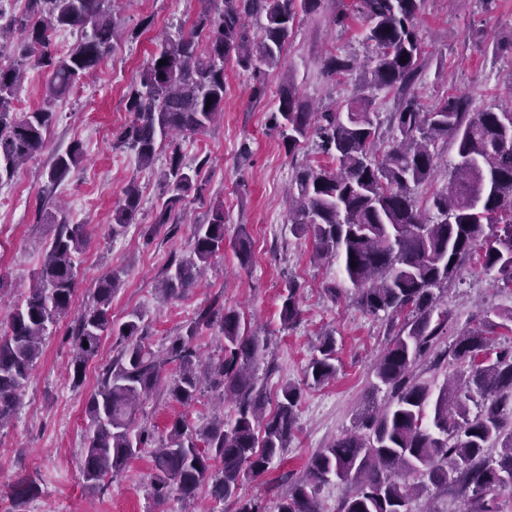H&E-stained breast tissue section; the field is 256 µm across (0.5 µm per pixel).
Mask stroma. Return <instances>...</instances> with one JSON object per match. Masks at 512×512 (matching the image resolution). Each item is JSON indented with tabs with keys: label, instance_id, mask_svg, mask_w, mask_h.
<instances>
[{
	"label": "stroma",
	"instance_id": "35a3bbf8",
	"mask_svg": "<svg viewBox=\"0 0 512 512\" xmlns=\"http://www.w3.org/2000/svg\"><path fill=\"white\" fill-rule=\"evenodd\" d=\"M353 4L323 0L317 11L298 13L281 65L269 70L263 94H255L248 72L235 61L226 62L222 116L181 141L184 162L198 169L203 190L190 192L173 223L153 238L142 230L154 222L164 198L159 170L167 152L159 150L154 168L143 169L132 152L115 142L131 119L127 93L139 84L157 35L190 28L195 20L185 0H124L121 13L128 24L147 18L149 29L138 39L119 40L99 73L56 103L58 119L47 133L45 149L0 186V329L27 295L58 224L67 223L85 225L88 238L78 260L75 308H83L97 281L114 270L123 284L112 297V320L119 325L133 312L144 313L153 350L185 334L209 307L238 312L249 333L268 337V365L258 372L267 397L275 398L288 381L302 386L303 397L298 430L288 448L263 476L243 484L242 495L256 498L263 512H277L289 484L302 477L311 457L352 429L356 411L373 397L372 369L394 334L384 316L365 313L349 296L332 299L330 287L342 282L338 263L312 260L310 239L292 233L289 183L299 168L329 167L333 160L311 138L288 152L273 119L288 73L303 101L338 108L350 97L352 76L327 77L323 63L335 54L369 59L366 23ZM338 11L349 15L345 26L332 22ZM418 21L426 67L412 91L420 103L429 106L454 94L475 109L512 105V51L501 46L503 35L512 33V0H493L489 6L481 0H423ZM75 142L83 147L82 163L53 193H45L56 154ZM132 181L140 186V209L135 224L115 238L112 213ZM219 201L224 204L223 251L192 288L161 299L158 281L187 254L195 225L207 223ZM242 233L253 249V261L245 268L233 250ZM291 279L300 286L302 318L286 329L280 320L281 294ZM439 304L448 311V326L438 341L444 350L483 314L512 309V292L497 288L491 274L467 259ZM70 326L65 320L51 327L21 391L17 417L0 427V512H180L176 500L158 505L149 497L152 458L147 448L105 490L86 493L79 460L90 431L87 403L118 346L116 337L103 339L81 383H73L66 371ZM326 332L336 338V376L309 388L305 370L316 337ZM217 408V393L209 388L188 406L160 390L145 401L136 424L161 435L176 417L200 426ZM24 478L34 481L38 491L19 502L12 491Z\"/></svg>",
	"mask_w": 512,
	"mask_h": 512
}]
</instances>
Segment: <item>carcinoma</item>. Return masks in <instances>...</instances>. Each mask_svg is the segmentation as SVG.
Returning <instances> with one entry per match:
<instances>
[{
	"instance_id": "cac0c4a2",
	"label": "carcinoma",
	"mask_w": 512,
	"mask_h": 512,
	"mask_svg": "<svg viewBox=\"0 0 512 512\" xmlns=\"http://www.w3.org/2000/svg\"><path fill=\"white\" fill-rule=\"evenodd\" d=\"M321 2L206 0L190 30L156 43L128 97L132 120L120 138L142 168L153 166L157 140L168 141L171 148L161 175L167 198L156 226L169 223L196 185L198 170L183 164L178 139L206 129L223 112L224 62L234 58L262 90L266 70L280 65L297 11L314 12ZM421 2L358 0L357 12L367 22L365 41L374 55L346 111L311 110L289 77L279 91L274 119L288 152L312 134L323 152L336 159L333 168L296 172L289 189L295 204L288 223L295 232L311 236L313 259L334 257L340 262L354 304L400 322V328L374 369V388L385 391L384 405L361 410V433L342 436L316 452L277 512H319L320 491L333 479L353 484L338 512H411L414 496L448 485L469 494L467 512H500L489 493L512 483V347L496 345L497 329L505 324L486 315L481 327L462 332L448 350L435 353L437 359L448 356L467 366L438 393L411 380L415 364L448 324V311L438 306L435 290L460 275L465 257L477 254L497 287L512 288V107L472 112L466 99L449 95L425 108L408 93L422 72V38L416 25ZM249 17L260 25L261 38L252 36ZM121 24L119 0H27L20 15L0 11V49L10 47L16 37L23 41L19 63L0 66V185L45 148V134L57 119L48 108L22 118L15 115L21 69H46L49 99H63L98 71ZM61 28L79 33L77 44L62 55L52 44ZM162 59L166 64L160 66ZM355 69L351 56H331L324 62L330 76ZM393 89L402 98L389 116L390 138L382 148L371 92ZM442 142L455 149L452 175L448 189L432 196L425 215L415 188L434 176ZM82 157L78 142L56 155L48 191ZM123 194L112 214L114 237L134 223L140 206L136 182L128 183ZM85 246V225H58L28 296L0 334V427L16 415L19 391L41 355L49 327L70 317V369L76 382L103 338L117 336L122 342L101 371L86 409L91 430L81 471L88 490L101 488L151 440L147 429L134 430L147 396L164 388L172 399L189 405L202 382L209 381L232 400V413L200 429L183 417L169 424L152 455L151 496L162 504L175 495L183 504L181 512H195L187 505L207 483L211 495L232 502L235 512H259L238 490L242 481L264 474L288 447L302 388L283 384L275 408L265 412L257 371L268 342L245 333L234 311L201 313L160 355L146 343L143 314L131 313L118 327L112 323L109 309L119 274L100 278L91 301L75 310V261ZM223 248L224 208L217 205L208 223L196 225L188 255L162 279L159 292L168 298L192 287ZM235 254L241 266L251 264L252 245L244 233L235 243ZM299 290L294 280L284 288L285 327L300 319ZM214 323L224 346L219 357L207 361L193 340ZM335 353L336 338L327 333L316 346L305 379L319 386L334 378ZM167 365L175 366L168 384L163 381Z\"/></svg>"
}]
</instances>
